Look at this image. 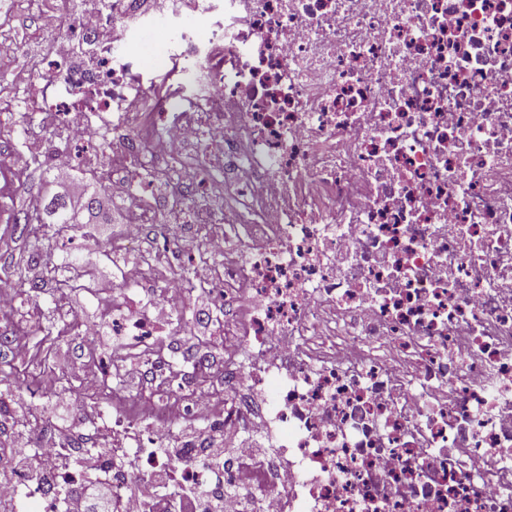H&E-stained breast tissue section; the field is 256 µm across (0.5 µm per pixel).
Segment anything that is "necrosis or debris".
Here are the masks:
<instances>
[{
	"mask_svg": "<svg viewBox=\"0 0 512 512\" xmlns=\"http://www.w3.org/2000/svg\"><path fill=\"white\" fill-rule=\"evenodd\" d=\"M31 103L52 139L105 145L129 198L121 258L142 306L109 320L121 362L166 373L112 393V512L253 481L188 429H261L257 512H512V0H97ZM163 38L127 56L138 30ZM192 265L190 280L173 275ZM224 367L172 370L197 293ZM175 297L168 317L147 304ZM181 436L180 457L158 442ZM84 445L17 470L0 512H63Z\"/></svg>",
	"mask_w": 512,
	"mask_h": 512,
	"instance_id": "4bbe7bcc",
	"label": "necrosis or debris"
}]
</instances>
